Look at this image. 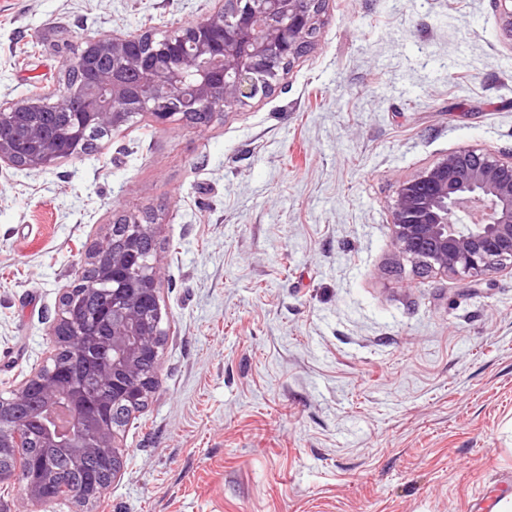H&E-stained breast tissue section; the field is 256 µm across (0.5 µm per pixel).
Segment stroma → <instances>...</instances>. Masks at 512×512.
I'll return each mask as SVG.
<instances>
[{
  "mask_svg": "<svg viewBox=\"0 0 512 512\" xmlns=\"http://www.w3.org/2000/svg\"><path fill=\"white\" fill-rule=\"evenodd\" d=\"M213 0H0V101L58 88L84 41L162 33ZM512 151L495 0H328L272 93L208 126L141 114L46 170L0 165V392L98 229L156 226L166 333L120 478L0 512H479L512 497V271L418 273L391 243L401 181Z\"/></svg>",
  "mask_w": 512,
  "mask_h": 512,
  "instance_id": "stroma-1",
  "label": "stroma"
}]
</instances>
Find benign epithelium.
<instances>
[{"instance_id": "benign-epithelium-1", "label": "benign epithelium", "mask_w": 512, "mask_h": 512, "mask_svg": "<svg viewBox=\"0 0 512 512\" xmlns=\"http://www.w3.org/2000/svg\"><path fill=\"white\" fill-rule=\"evenodd\" d=\"M218 2L207 22L224 29V42L217 48L197 25H182L176 29L182 50L175 65L165 39L120 34L87 39L82 51L87 60L110 56L117 65L97 71L82 89L84 122L69 127L71 148L134 114L147 113L159 125L181 120L202 127L224 107L244 106L275 91L293 61L318 41L326 6V0ZM43 108L41 97L0 101L1 164L41 170L64 158L40 122L25 130L34 150L18 151L10 116ZM390 225L394 248L423 273L473 277L512 268V155L504 159L469 148L449 153L399 185ZM154 238L149 218L118 216L85 254L77 279L62 293L59 317L48 327L52 336L85 335L74 322L85 275L95 273V282L112 292V307L101 314L108 325L104 344L112 351V366L102 373L112 385V426L88 409L77 384L63 388L51 379L47 370L54 353L10 400H0V417L23 405L28 388L37 386L44 445L66 447L81 436L85 448L117 447V430L152 392L164 343L160 270L155 255L142 249L143 241Z\"/></svg>"}]
</instances>
